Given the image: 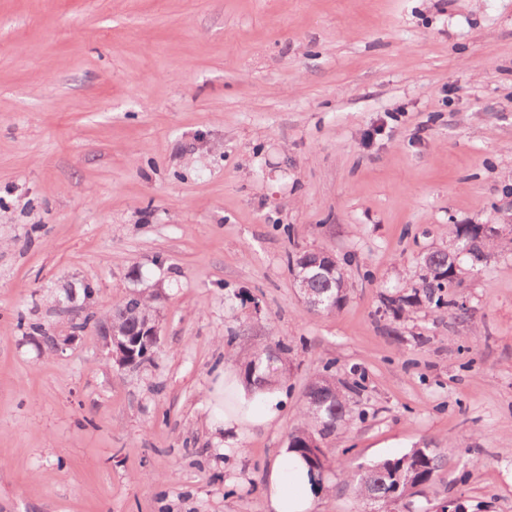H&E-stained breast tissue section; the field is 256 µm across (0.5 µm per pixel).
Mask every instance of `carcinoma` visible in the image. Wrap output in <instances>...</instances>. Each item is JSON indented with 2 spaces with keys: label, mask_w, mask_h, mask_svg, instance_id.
Wrapping results in <instances>:
<instances>
[{
  "label": "carcinoma",
  "mask_w": 512,
  "mask_h": 512,
  "mask_svg": "<svg viewBox=\"0 0 512 512\" xmlns=\"http://www.w3.org/2000/svg\"><path fill=\"white\" fill-rule=\"evenodd\" d=\"M448 265V255L438 250L427 254L422 261L421 287L409 294L386 296L383 302L393 305L392 315L397 319L403 314L427 303L439 307L440 292L455 283L443 278ZM310 286L313 292L331 298L327 312L342 307L347 299V289L342 278L315 277ZM157 320V310L139 296L129 297L112 309V323L134 326L145 320ZM288 363V345L282 341L255 347L244 366V378L258 388L271 387L282 382L284 366ZM346 385L322 373L316 374L304 391L303 423L288 436V449L298 454L323 483V476L330 469L327 449L319 451L308 447L313 439H327L336 433L347 413ZM443 466V458L435 448H413L409 452L369 465L352 476L350 484L357 497L378 506L386 512L392 505L410 498L417 489L429 484Z\"/></svg>",
  "instance_id": "carcinoma-1"
}]
</instances>
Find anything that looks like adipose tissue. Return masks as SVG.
<instances>
[{
  "mask_svg": "<svg viewBox=\"0 0 512 512\" xmlns=\"http://www.w3.org/2000/svg\"><path fill=\"white\" fill-rule=\"evenodd\" d=\"M284 401L279 387L258 391L231 369H221L211 393L208 419L213 444L227 455L241 452L244 434L273 424ZM317 494L306 465L292 453L281 452L266 479L265 496L271 512H313Z\"/></svg>",
  "mask_w": 512,
  "mask_h": 512,
  "instance_id": "adipose-tissue-1",
  "label": "adipose tissue"
}]
</instances>
